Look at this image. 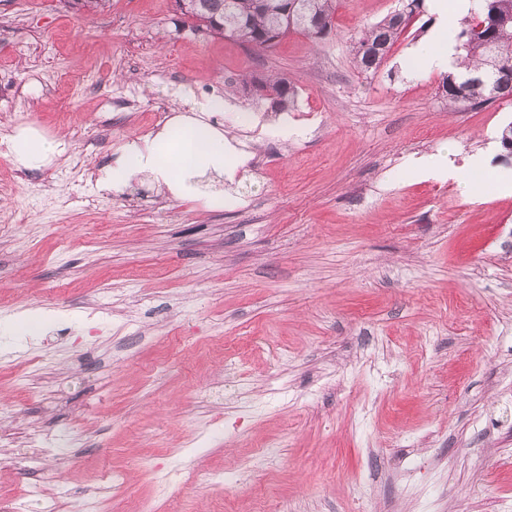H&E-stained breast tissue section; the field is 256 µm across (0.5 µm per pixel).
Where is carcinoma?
<instances>
[{
    "label": "carcinoma",
    "instance_id": "carcinoma-1",
    "mask_svg": "<svg viewBox=\"0 0 512 512\" xmlns=\"http://www.w3.org/2000/svg\"><path fill=\"white\" fill-rule=\"evenodd\" d=\"M422 0H404L401 10L370 26L352 43L353 59L365 72L377 69L390 52ZM187 19L193 27L218 29V35L268 50L290 32L307 34L310 23L330 28L335 0H185ZM462 53L455 70L439 85L448 108H478L512 96V0H480L479 8L465 17L456 34ZM257 96L278 110L286 109L297 94L284 78L243 79ZM502 162L512 164V122L500 133Z\"/></svg>",
    "mask_w": 512,
    "mask_h": 512
}]
</instances>
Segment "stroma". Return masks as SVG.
I'll use <instances>...</instances> for the list:
<instances>
[{
  "instance_id": "obj_1",
  "label": "stroma",
  "mask_w": 512,
  "mask_h": 512,
  "mask_svg": "<svg viewBox=\"0 0 512 512\" xmlns=\"http://www.w3.org/2000/svg\"><path fill=\"white\" fill-rule=\"evenodd\" d=\"M399 7L337 0L324 38L259 51L174 0H0V135L67 145L41 170L0 157V458L47 430L72 512L98 491L114 512H512V98L448 110L410 62L428 9L358 69L352 37ZM216 96L223 206L97 189L157 104ZM442 157L454 177L420 173ZM245 86L252 85L257 96L269 100L272 107L278 110L286 109L297 94V89L284 78L251 76L243 79Z\"/></svg>"
}]
</instances>
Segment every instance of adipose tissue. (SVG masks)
I'll use <instances>...</instances> for the list:
<instances>
[{"label": "adipose tissue", "mask_w": 512, "mask_h": 512, "mask_svg": "<svg viewBox=\"0 0 512 512\" xmlns=\"http://www.w3.org/2000/svg\"><path fill=\"white\" fill-rule=\"evenodd\" d=\"M456 54L454 44L440 28L416 49L418 65L428 71L452 68ZM223 108L224 100L220 97L195 104L191 115L158 132L151 145L142 146L136 139L127 141L122 161L100 170V188L118 192L136 176L148 174L161 182L172 197L185 199L198 192L200 182L220 181L231 161L224 151L223 132L209 123L206 116ZM5 143L8 156L28 169L49 165L65 150L62 142L46 138L30 127L6 136Z\"/></svg>", "instance_id": "obj_1"}]
</instances>
